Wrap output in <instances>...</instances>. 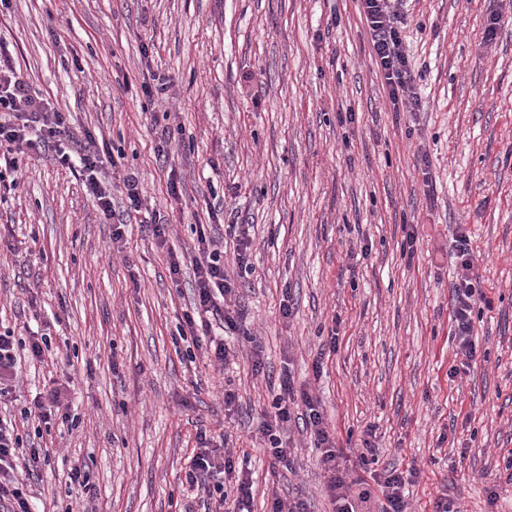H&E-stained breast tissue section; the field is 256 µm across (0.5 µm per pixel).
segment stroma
Here are the masks:
<instances>
[{"mask_svg":"<svg viewBox=\"0 0 512 512\" xmlns=\"http://www.w3.org/2000/svg\"><path fill=\"white\" fill-rule=\"evenodd\" d=\"M398 26L418 102L396 111L360 0L0 10L20 78L67 113L75 139L110 144L115 210L131 176L144 206L113 239L81 176L47 154L20 158L0 193V324L51 339L44 361L20 351L11 411L59 387L69 415L37 440L48 461L36 512H184L199 503L185 467L202 430L246 454L251 512H269L275 491L331 512L303 407L282 434L290 468L263 453L286 372L334 425L352 494L412 469L408 512H433L442 494L455 512H512V0H403ZM155 214L167 248L190 253L204 226L229 269L249 241L253 271L233 295L245 319L224 338L223 368L174 341L193 277L170 278L144 226ZM462 227L483 298L478 352L460 369L448 317ZM76 464L90 491L70 487Z\"/></svg>","mask_w":512,"mask_h":512,"instance_id":"1","label":"stroma"}]
</instances>
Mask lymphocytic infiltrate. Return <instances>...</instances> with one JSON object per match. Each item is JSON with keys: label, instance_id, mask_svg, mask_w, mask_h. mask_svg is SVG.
Instances as JSON below:
<instances>
[{"label": "lymphocytic infiltrate", "instance_id": "f902f5d3", "mask_svg": "<svg viewBox=\"0 0 512 512\" xmlns=\"http://www.w3.org/2000/svg\"><path fill=\"white\" fill-rule=\"evenodd\" d=\"M372 40V56L380 66L388 86L392 105L415 103L413 78L409 59L401 48L402 37L395 24L398 0H361ZM67 116L51 108L47 101L32 95L27 84L14 72L0 43V143H7L9 154L54 152L60 163L78 168L88 193L107 218H114L112 196L101 182L100 175L114 158L108 144L93 135L74 142L72 152H65L61 137L67 127ZM456 275L452 284L449 313L450 331L457 341V357L469 364L476 354L472 340V314L477 303L476 287L469 238L458 233L456 239ZM195 298L185 312L178 329L180 341L191 342L194 348L205 349L215 363L226 360L229 351L224 344L225 331L236 330L243 313L237 305L227 302L232 280L224 265V251L206 234H198L192 259ZM49 338L47 334H31L16 338L13 329H0V397L7 396L18 376L17 352L28 350L34 360H42ZM300 399L305 408V421L322 449V466L327 474L326 491L335 512H356L350 502L348 473L341 468L340 453L335 448V429L318 410V400L311 388L294 389L290 376L280 379V391L272 399L266 414L263 433L269 446L266 453L272 464L284 463L288 450L281 432L291 419L290 401ZM65 407L61 389L53 388L35 396L20 411L19 419L0 417V512H31L29 493L41 476L46 454L35 444L24 441L18 422L50 424ZM233 457L223 446L214 444L206 434H199L198 446L188 461L186 480L190 486L215 495L214 512H250L253 482L249 475H236ZM235 475L232 489H225L224 480Z\"/></svg>", "mask_w": 512, "mask_h": 512}]
</instances>
